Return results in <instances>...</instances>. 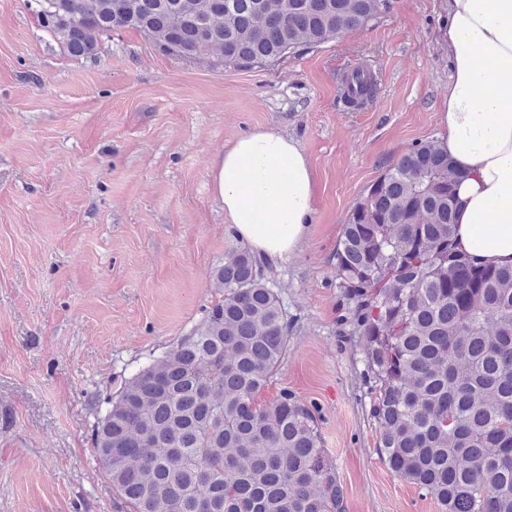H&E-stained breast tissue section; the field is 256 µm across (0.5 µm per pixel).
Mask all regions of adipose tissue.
Masks as SVG:
<instances>
[{
	"label": "adipose tissue",
	"instance_id": "adipose-tissue-1",
	"mask_svg": "<svg viewBox=\"0 0 512 512\" xmlns=\"http://www.w3.org/2000/svg\"><path fill=\"white\" fill-rule=\"evenodd\" d=\"M443 40L451 77L439 143L464 178L453 239L478 263L512 265V0H448ZM234 236L253 253L288 259L314 215V181L299 144L258 127L209 171Z\"/></svg>",
	"mask_w": 512,
	"mask_h": 512
}]
</instances>
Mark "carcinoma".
I'll use <instances>...</instances> for the list:
<instances>
[{
	"instance_id": "cac0c4a2",
	"label": "carcinoma",
	"mask_w": 512,
	"mask_h": 512,
	"mask_svg": "<svg viewBox=\"0 0 512 512\" xmlns=\"http://www.w3.org/2000/svg\"><path fill=\"white\" fill-rule=\"evenodd\" d=\"M35 13L64 51L134 30L177 60L275 65L376 21L389 0H62ZM349 104L377 91L355 71ZM459 173L408 146L352 209L336 285L363 336L369 414L389 469L439 512H512V266L476 264L452 238ZM271 263L245 247L215 270L220 298L190 331L98 399L93 447L127 512H346L311 406L261 395L288 349Z\"/></svg>"
}]
</instances>
